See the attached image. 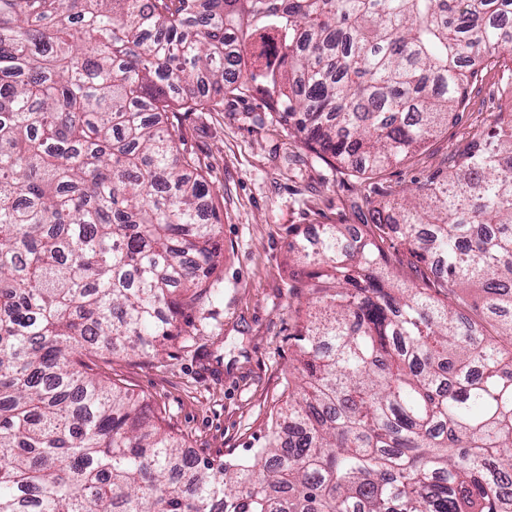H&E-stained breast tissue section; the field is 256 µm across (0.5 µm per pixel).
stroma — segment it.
I'll use <instances>...</instances> for the list:
<instances>
[{
    "label": "stroma",
    "mask_w": 512,
    "mask_h": 512,
    "mask_svg": "<svg viewBox=\"0 0 512 512\" xmlns=\"http://www.w3.org/2000/svg\"><path fill=\"white\" fill-rule=\"evenodd\" d=\"M512 108L502 68L465 89L453 120L401 163L362 175L325 162L270 114L262 94L225 95L220 112H184L185 149L205 174L223 233L212 297L184 308L158 350L89 357L94 372L147 404L156 421L198 455L244 456L288 398L307 289L288 232L322 224L361 228L437 171H447Z\"/></svg>",
    "instance_id": "35a3bbf8"
}]
</instances>
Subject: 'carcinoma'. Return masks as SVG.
I'll return each mask as SVG.
<instances>
[{"label":"carcinoma","instance_id":"cac0c4a2","mask_svg":"<svg viewBox=\"0 0 512 512\" xmlns=\"http://www.w3.org/2000/svg\"><path fill=\"white\" fill-rule=\"evenodd\" d=\"M511 49L512 0H0V512H512V348L464 296L512 339V113L368 210L380 235L294 233L316 296L252 457L185 462L82 360L156 349L211 295L220 222L177 112L257 90L373 173ZM384 248L386 250L389 249L391 252L396 251L395 273L402 275L408 280L414 279L419 282L415 270L416 268L417 270L419 269L418 266L423 269V266L416 261V258L413 257L404 246H401L398 241L388 238L384 242Z\"/></svg>","mask_w":512,"mask_h":512}]
</instances>
